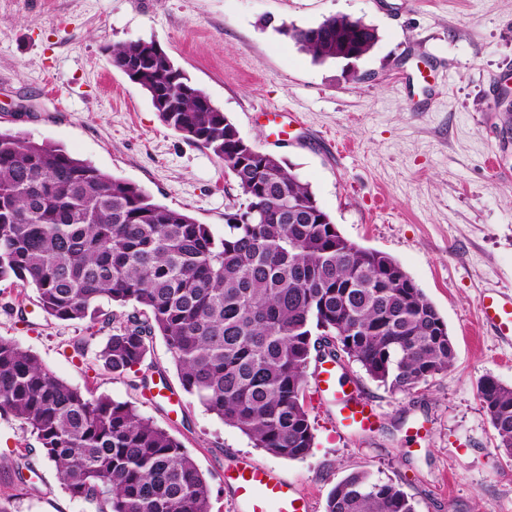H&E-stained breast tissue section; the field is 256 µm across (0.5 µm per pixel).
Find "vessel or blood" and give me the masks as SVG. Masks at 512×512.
Returning <instances> with one entry per match:
<instances>
[{
    "mask_svg": "<svg viewBox=\"0 0 512 512\" xmlns=\"http://www.w3.org/2000/svg\"><path fill=\"white\" fill-rule=\"evenodd\" d=\"M480 319L502 339L512 340V293L485 294L480 298ZM341 423L361 431L370 430L374 413L369 404L344 398L340 401ZM224 481L235 493L237 512H267L275 504L277 512H310L309 500L297 488L280 478L272 468L242 459L225 471Z\"/></svg>",
    "mask_w": 512,
    "mask_h": 512,
    "instance_id": "obj_1",
    "label": "vessel or blood"
}]
</instances>
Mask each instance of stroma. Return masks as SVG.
Wrapping results in <instances>:
<instances>
[{
	"label": "stroma",
	"instance_id": "obj_1",
	"mask_svg": "<svg viewBox=\"0 0 512 512\" xmlns=\"http://www.w3.org/2000/svg\"><path fill=\"white\" fill-rule=\"evenodd\" d=\"M334 14L378 31L359 78L346 63H314L278 32ZM139 39L159 44L245 141L286 161L342 236L401 266L445 320L456 359L409 392L347 363L343 380L378 415L367 434L341 424L338 402L309 367L314 445L290 460L253 447L186 393L162 338L141 365L148 388L133 389L96 359L107 330L45 316L36 290L10 281H0V337L53 376L128 403L168 431L209 481L211 512H233L224 472L244 458L295 482L312 512H325L329 491L359 471L398 485L416 512H512V461L477 390L486 376L512 386V344L479 313L483 293L512 291V123L498 103L512 73V0H0V129L60 146L220 237L242 201L233 177L168 127L104 53ZM273 109L297 117L289 138L271 136L264 114ZM163 385L180 408L158 397ZM0 507L93 512L3 411Z\"/></svg>",
	"mask_w": 512,
	"mask_h": 512
}]
</instances>
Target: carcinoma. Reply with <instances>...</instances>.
<instances>
[{
  "label": "carcinoma",
  "mask_w": 512,
  "mask_h": 512,
  "mask_svg": "<svg viewBox=\"0 0 512 512\" xmlns=\"http://www.w3.org/2000/svg\"><path fill=\"white\" fill-rule=\"evenodd\" d=\"M278 31L319 63L368 54L377 30L332 15ZM113 68L138 60L139 86L165 123L210 150L233 175L245 206L215 237L189 213L62 148L0 130V281L36 288L60 321L96 319L100 303L132 308L97 354L127 374L162 337L183 389L285 459L314 435L304 405L312 357L358 363L391 391H409L451 366L455 347L433 304L388 255L362 249L336 224L309 222L317 203L283 161L241 158L234 127L153 41L107 46ZM479 399L497 447L512 458V387L487 376ZM0 410L53 462L65 490L95 512H211L212 489L192 457L136 409L54 377L0 337ZM325 512H415L407 494L365 472L329 492Z\"/></svg>",
  "instance_id": "obj_1"
}]
</instances>
